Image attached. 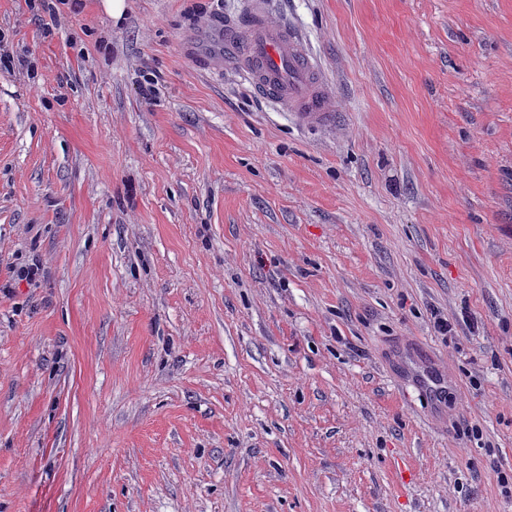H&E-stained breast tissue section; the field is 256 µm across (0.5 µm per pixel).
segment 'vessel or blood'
<instances>
[{"instance_id":"b4317fda","label":"vessel or blood","mask_w":512,"mask_h":512,"mask_svg":"<svg viewBox=\"0 0 512 512\" xmlns=\"http://www.w3.org/2000/svg\"><path fill=\"white\" fill-rule=\"evenodd\" d=\"M224 58L237 65L259 96L312 128L332 126L337 100L312 56L307 41L293 26L272 24L266 0H248L243 24L224 27ZM405 375L434 403L448 391L445 376L408 359Z\"/></svg>"}]
</instances>
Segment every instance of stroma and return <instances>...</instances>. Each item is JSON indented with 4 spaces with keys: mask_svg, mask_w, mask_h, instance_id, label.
Wrapping results in <instances>:
<instances>
[{
    "mask_svg": "<svg viewBox=\"0 0 512 512\" xmlns=\"http://www.w3.org/2000/svg\"><path fill=\"white\" fill-rule=\"evenodd\" d=\"M126 4L0 0V512H512V0H269L321 130ZM403 371L408 378L416 382L428 394L436 405L441 406L448 392V380L442 373L424 368L409 358L404 361Z\"/></svg>",
    "mask_w": 512,
    "mask_h": 512,
    "instance_id": "obj_1",
    "label": "stroma"
}]
</instances>
